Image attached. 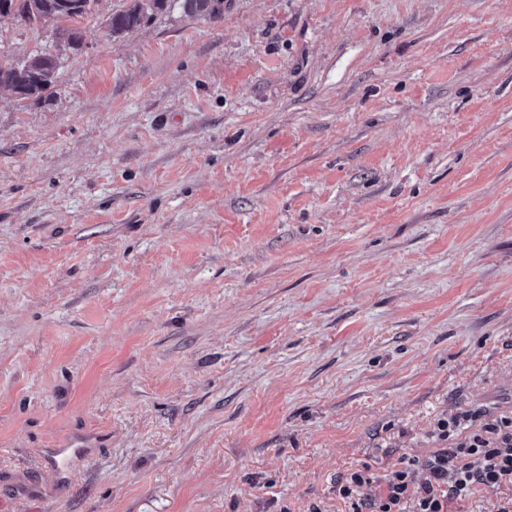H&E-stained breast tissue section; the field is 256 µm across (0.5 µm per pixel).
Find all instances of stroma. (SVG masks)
<instances>
[{
    "mask_svg": "<svg viewBox=\"0 0 512 512\" xmlns=\"http://www.w3.org/2000/svg\"><path fill=\"white\" fill-rule=\"evenodd\" d=\"M130 2L0 18V512H342L512 409V0ZM165 0H135L128 8L112 14L107 25L112 34H122L136 29L147 16L155 10L163 9ZM224 0H182L183 11L191 17H213L223 10ZM0 89L12 94H26L39 97L52 83L57 67V58L50 54L36 55L23 64L15 65L9 60L1 62Z\"/></svg>",
    "mask_w": 512,
    "mask_h": 512,
    "instance_id": "35a3bbf8",
    "label": "stroma"
}]
</instances>
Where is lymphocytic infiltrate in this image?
Listing matches in <instances>:
<instances>
[{
	"label": "lymphocytic infiltrate",
	"instance_id": "lymphocytic-infiltrate-1",
	"mask_svg": "<svg viewBox=\"0 0 512 512\" xmlns=\"http://www.w3.org/2000/svg\"><path fill=\"white\" fill-rule=\"evenodd\" d=\"M432 435L437 449L399 456L386 474L350 469L336 483L346 512H449L482 487L500 490L495 512H512V412L461 411L439 418Z\"/></svg>",
	"mask_w": 512,
	"mask_h": 512
}]
</instances>
